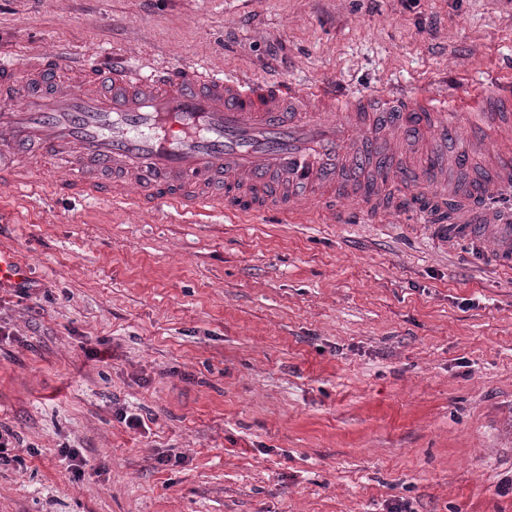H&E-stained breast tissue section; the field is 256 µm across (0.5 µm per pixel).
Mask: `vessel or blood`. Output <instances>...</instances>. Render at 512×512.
<instances>
[{
	"mask_svg": "<svg viewBox=\"0 0 512 512\" xmlns=\"http://www.w3.org/2000/svg\"><path fill=\"white\" fill-rule=\"evenodd\" d=\"M494 130L502 148L493 185L512 190V92L489 88L445 96L364 93L337 97L324 85L258 80L176 67L142 74L94 63L70 69L59 50L0 67V187L54 191L78 201L124 200L139 209L235 217L275 212L291 224L336 215L347 198L376 213L388 174L341 184L337 170L366 142L398 156L423 133L450 142L461 162ZM67 172L56 177L55 165ZM433 235L495 243L512 265V226L435 224Z\"/></svg>",
	"mask_w": 512,
	"mask_h": 512,
	"instance_id": "b4317fda",
	"label": "vessel or blood"
}]
</instances>
